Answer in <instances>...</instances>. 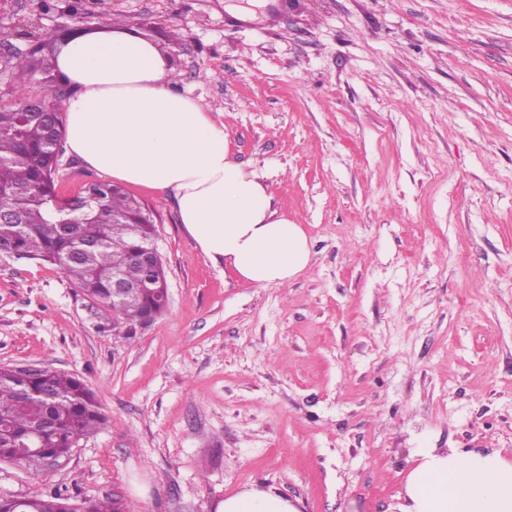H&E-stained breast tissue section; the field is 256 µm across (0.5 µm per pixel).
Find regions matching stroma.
Here are the masks:
<instances>
[{"label":"stroma","instance_id":"obj_1","mask_svg":"<svg viewBox=\"0 0 512 512\" xmlns=\"http://www.w3.org/2000/svg\"><path fill=\"white\" fill-rule=\"evenodd\" d=\"M224 125L311 263L260 287L211 261L171 195L170 301L100 333L53 265L0 257V366L77 375L106 425L0 497L217 512H399L421 450L512 462V0H108ZM98 0H0L22 55L95 29ZM217 512H299L296 506L273 489L241 492L227 497Z\"/></svg>","mask_w":512,"mask_h":512}]
</instances>
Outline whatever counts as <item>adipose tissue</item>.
Instances as JSON below:
<instances>
[{"instance_id": "ef3b65f1", "label": "adipose tissue", "mask_w": 512, "mask_h": 512, "mask_svg": "<svg viewBox=\"0 0 512 512\" xmlns=\"http://www.w3.org/2000/svg\"><path fill=\"white\" fill-rule=\"evenodd\" d=\"M56 68L72 91L70 152L126 184L173 193L179 220L212 261L258 286L284 284L311 260L301 227L273 209L263 174L237 160L223 124L180 91L168 56L115 30L65 43ZM217 512H298L276 491L224 499ZM401 512H512V463L499 454L421 452Z\"/></svg>"}]
</instances>
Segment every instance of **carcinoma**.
<instances>
[{
	"mask_svg": "<svg viewBox=\"0 0 512 512\" xmlns=\"http://www.w3.org/2000/svg\"><path fill=\"white\" fill-rule=\"evenodd\" d=\"M45 56L31 53L11 60L17 78V103L30 99L29 74L48 72ZM62 144L47 124L29 120L16 107L0 109V211H19L22 224H0V244L14 257L49 262L85 297L100 305L102 333L112 320L142 323L167 309L163 261L149 266L142 255L155 239L154 216L120 185L90 182L68 202L58 197L55 175ZM145 284L135 296L120 299L115 278ZM107 421L95 394L80 379L44 369L25 375L0 366V460L24 466L37 477L46 457L69 458L79 442ZM0 512H134L129 504L107 499L77 504L62 492L31 498H0Z\"/></svg>",
	"mask_w": 512,
	"mask_h": 512,
	"instance_id": "carcinoma-1",
	"label": "carcinoma"
}]
</instances>
